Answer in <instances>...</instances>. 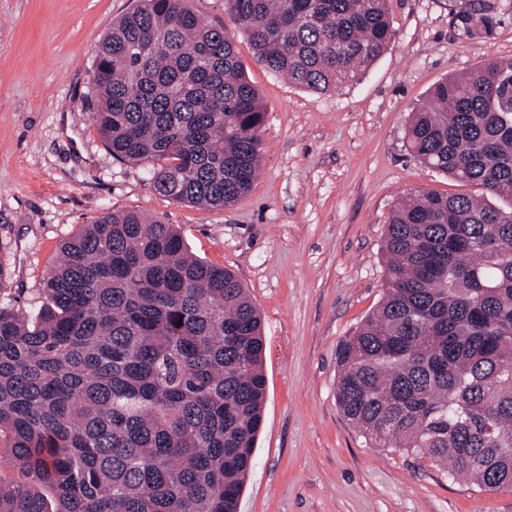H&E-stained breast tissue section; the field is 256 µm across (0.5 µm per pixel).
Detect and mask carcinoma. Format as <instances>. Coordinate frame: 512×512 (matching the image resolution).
Masks as SVG:
<instances>
[{"instance_id":"cac0c4a2","label":"carcinoma","mask_w":512,"mask_h":512,"mask_svg":"<svg viewBox=\"0 0 512 512\" xmlns=\"http://www.w3.org/2000/svg\"><path fill=\"white\" fill-rule=\"evenodd\" d=\"M469 35L512 0H451ZM255 61L316 93L395 41L387 0H224ZM96 123L120 162L180 203L229 207L258 174L265 109L234 39L186 0H143L93 63ZM410 153L512 201V58L439 82ZM376 310L337 350L336 400L372 448L480 489L512 488V206L416 190L385 231ZM33 318L0 305V441L21 474L0 512H238L262 428L260 312L172 224L129 211L60 247Z\"/></svg>"}]
</instances>
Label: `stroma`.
<instances>
[{
  "label": "stroma",
  "mask_w": 512,
  "mask_h": 512,
  "mask_svg": "<svg viewBox=\"0 0 512 512\" xmlns=\"http://www.w3.org/2000/svg\"><path fill=\"white\" fill-rule=\"evenodd\" d=\"M137 0H0V301L34 313L64 240L107 212L181 231L226 267L262 315L264 423L239 512H512V489L483 491L392 448H370L336 404V349L384 288V229L425 188L464 187L406 146L415 106L438 82L512 58V14L491 36L457 28L449 0H388L395 41L357 83L324 93L258 65L224 0H189L234 34L266 118L249 195L212 208L159 194L146 166L115 160L92 119V62Z\"/></svg>",
  "instance_id": "obj_1"
}]
</instances>
